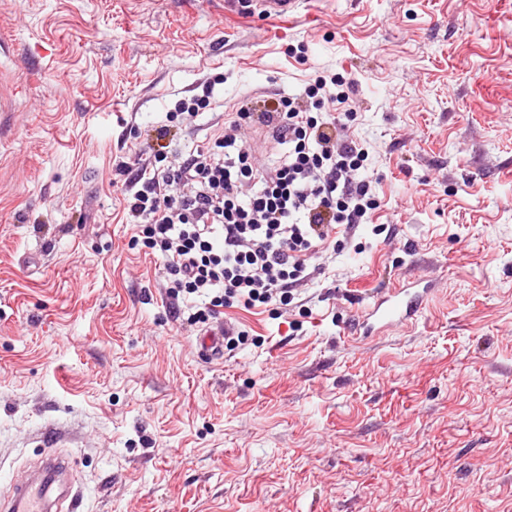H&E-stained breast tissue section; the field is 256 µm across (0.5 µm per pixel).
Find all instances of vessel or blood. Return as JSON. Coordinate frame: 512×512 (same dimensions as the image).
Segmentation results:
<instances>
[{
    "mask_svg": "<svg viewBox=\"0 0 512 512\" xmlns=\"http://www.w3.org/2000/svg\"><path fill=\"white\" fill-rule=\"evenodd\" d=\"M300 5L301 0H251L250 7L264 16L277 17L297 12ZM427 298V289L404 281L400 287L373 299L365 316L355 320L353 332L367 337L395 323L414 320ZM71 472L68 458L54 452L47 453L44 475L17 486L12 499L0 507V512H50V497L54 494L67 501L68 512H81L82 496L75 484L67 479Z\"/></svg>",
    "mask_w": 512,
    "mask_h": 512,
    "instance_id": "1",
    "label": "vessel or blood"
}]
</instances>
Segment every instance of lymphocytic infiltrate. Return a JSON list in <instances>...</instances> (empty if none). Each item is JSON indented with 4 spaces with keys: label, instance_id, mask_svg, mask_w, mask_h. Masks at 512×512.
Instances as JSON below:
<instances>
[{
    "label": "lymphocytic infiltrate",
    "instance_id": "obj_1",
    "mask_svg": "<svg viewBox=\"0 0 512 512\" xmlns=\"http://www.w3.org/2000/svg\"><path fill=\"white\" fill-rule=\"evenodd\" d=\"M354 79L316 77L239 127L263 118L282 154L255 165L235 139L217 135L207 151L176 163L155 152L138 164L125 193L132 247L159 260L169 298L205 324L227 308L287 306L317 279L313 254L371 223L378 207L369 151L351 135L346 104Z\"/></svg>",
    "mask_w": 512,
    "mask_h": 512
}]
</instances>
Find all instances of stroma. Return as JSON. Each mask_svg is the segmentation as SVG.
Listing matches in <instances>:
<instances>
[{"label":"stroma","mask_w":512,"mask_h":512,"mask_svg":"<svg viewBox=\"0 0 512 512\" xmlns=\"http://www.w3.org/2000/svg\"><path fill=\"white\" fill-rule=\"evenodd\" d=\"M330 72L380 207L207 359L128 245L123 167ZM404 278L434 284L417 321L353 336ZM49 449L82 512H512V0H0V497ZM301 0H252L249 8L264 16H287L298 11ZM202 95H192L191 97L180 98L175 101L174 109L183 116V120L187 124H192L195 120L203 114L206 110H210L211 106V87L210 85L204 86Z\"/></svg>","instance_id":"35a3bbf8"}]
</instances>
